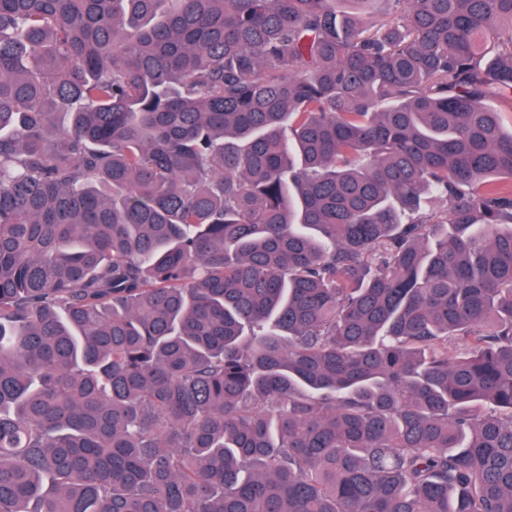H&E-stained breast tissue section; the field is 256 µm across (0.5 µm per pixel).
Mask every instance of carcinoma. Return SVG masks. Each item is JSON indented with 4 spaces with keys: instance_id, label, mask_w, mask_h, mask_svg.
<instances>
[{
    "instance_id": "obj_1",
    "label": "carcinoma",
    "mask_w": 512,
    "mask_h": 512,
    "mask_svg": "<svg viewBox=\"0 0 512 512\" xmlns=\"http://www.w3.org/2000/svg\"><path fill=\"white\" fill-rule=\"evenodd\" d=\"M512 0H0V512H512Z\"/></svg>"
}]
</instances>
